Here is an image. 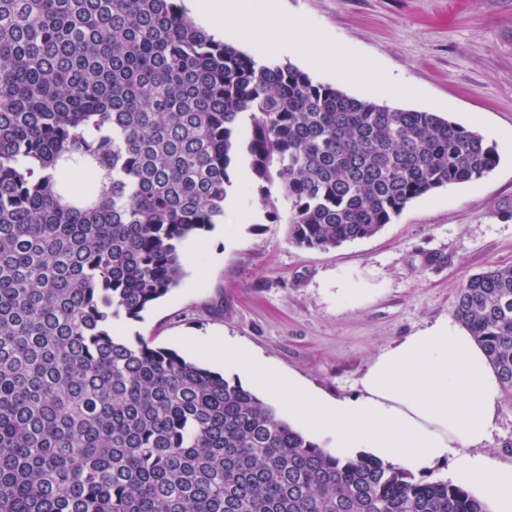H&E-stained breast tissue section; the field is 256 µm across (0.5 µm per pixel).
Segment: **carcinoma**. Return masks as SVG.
Masks as SVG:
<instances>
[{
  "mask_svg": "<svg viewBox=\"0 0 512 512\" xmlns=\"http://www.w3.org/2000/svg\"><path fill=\"white\" fill-rule=\"evenodd\" d=\"M243 156L317 249L498 161L435 112L259 62L180 0H0V512H489L120 334L179 285ZM455 315L512 392V266L472 275Z\"/></svg>",
  "mask_w": 512,
  "mask_h": 512,
  "instance_id": "obj_1",
  "label": "carcinoma"
}]
</instances>
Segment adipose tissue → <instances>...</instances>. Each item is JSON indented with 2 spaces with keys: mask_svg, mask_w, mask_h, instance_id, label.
Wrapping results in <instances>:
<instances>
[{
  "mask_svg": "<svg viewBox=\"0 0 512 512\" xmlns=\"http://www.w3.org/2000/svg\"><path fill=\"white\" fill-rule=\"evenodd\" d=\"M186 7L211 33H231L258 58L299 52L315 68L374 86L383 95L398 98L410 91L405 83L380 76L372 60L352 56L307 21L285 15L278 0H186ZM211 354L258 385L269 400L286 404L315 441L331 440L338 454L366 451L418 473L452 458L458 482L494 512H512V466L482 452L499 408V379L460 325L440 322L384 351L367 369L363 393L354 400L333 399L284 378L230 341L214 345Z\"/></svg>",
  "mask_w": 512,
  "mask_h": 512,
  "instance_id": "adipose-tissue-1",
  "label": "adipose tissue"
}]
</instances>
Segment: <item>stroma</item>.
Listing matches in <instances>:
<instances>
[{
  "label": "stroma",
  "instance_id": "35a3bbf8",
  "mask_svg": "<svg viewBox=\"0 0 512 512\" xmlns=\"http://www.w3.org/2000/svg\"><path fill=\"white\" fill-rule=\"evenodd\" d=\"M352 55L413 87L401 109L440 113L478 131L499 156L486 176L411 202L372 237L308 249L259 202L238 169L224 222L203 231L207 252L183 243L184 277L128 336L198 359L236 377L209 353L232 339L332 398L354 399L384 350L454 319L466 280L512 265V0H283ZM486 454L512 466V394L502 393Z\"/></svg>",
  "mask_w": 512,
  "mask_h": 512
}]
</instances>
